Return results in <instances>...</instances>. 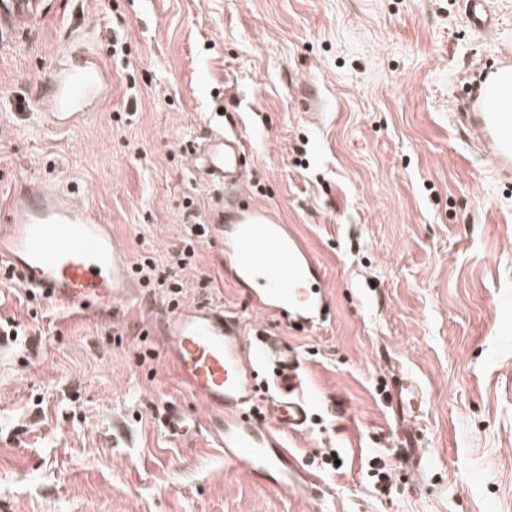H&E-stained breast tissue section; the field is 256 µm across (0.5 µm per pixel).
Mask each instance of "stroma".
Here are the masks:
<instances>
[{"mask_svg": "<svg viewBox=\"0 0 512 512\" xmlns=\"http://www.w3.org/2000/svg\"><path fill=\"white\" fill-rule=\"evenodd\" d=\"M491 7L498 27L476 34L459 0H42L0 30V225L17 188L56 182L149 263L142 301L108 317L0 276L18 330L0 357V512H512V190L450 118L512 39V0ZM67 46L98 56L112 96L59 126L36 87ZM226 125L247 139V201L296 225L325 271L320 334L257 317L195 230L211 198L191 150ZM201 299L299 352L311 422L288 445L312 499L161 431L168 406L206 414L157 334ZM406 371L425 404L403 419ZM335 451L343 467L325 469Z\"/></svg>", "mask_w": 512, "mask_h": 512, "instance_id": "stroma-1", "label": "stroma"}]
</instances>
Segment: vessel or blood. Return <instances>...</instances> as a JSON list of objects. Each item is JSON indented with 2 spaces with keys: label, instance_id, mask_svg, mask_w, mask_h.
Wrapping results in <instances>:
<instances>
[{
  "label": "vessel or blood",
  "instance_id": "obj_1",
  "mask_svg": "<svg viewBox=\"0 0 512 512\" xmlns=\"http://www.w3.org/2000/svg\"><path fill=\"white\" fill-rule=\"evenodd\" d=\"M468 27L485 33L496 26L489 0H460ZM40 0H0V23L37 16ZM110 95L106 72L90 54L63 52L39 93L42 113L66 125L98 110ZM476 133L475 144L495 182L512 185V44L501 43L452 114ZM193 168L215 199L212 230L224 250V273L248 295L254 310L320 332L331 319L326 276L306 241L267 207L243 198L246 148L234 129L211 132L192 153ZM0 265L28 289L62 307L108 310L132 300L137 282L133 259L99 212L77 203L72 192L49 183L26 184L13 195L0 225ZM162 336L181 382L208 408L198 417L169 406L162 432L172 441H217L224 459L245 466L257 483L306 499L314 476L288 449L304 432L310 407L298 352L263 331L247 336L240 316L216 302L188 304L167 316ZM273 370L279 391L262 400L261 367ZM394 403L419 414L424 397L418 380L401 374Z\"/></svg>",
  "mask_w": 512,
  "mask_h": 512
}]
</instances>
